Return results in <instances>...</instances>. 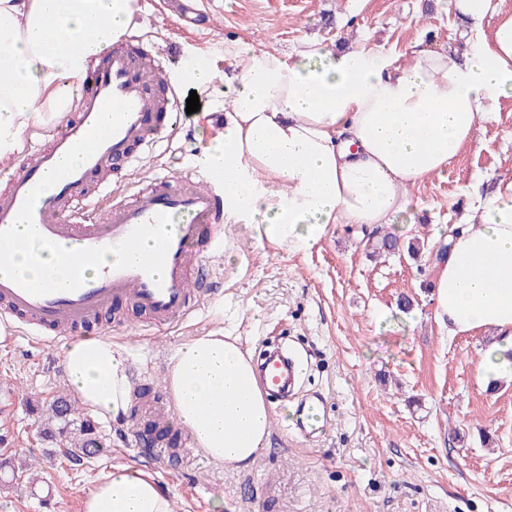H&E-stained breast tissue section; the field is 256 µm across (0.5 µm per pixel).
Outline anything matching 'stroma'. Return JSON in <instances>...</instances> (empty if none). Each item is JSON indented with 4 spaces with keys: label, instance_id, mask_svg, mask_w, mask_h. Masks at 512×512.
<instances>
[{
    "label": "stroma",
    "instance_id": "1",
    "mask_svg": "<svg viewBox=\"0 0 512 512\" xmlns=\"http://www.w3.org/2000/svg\"><path fill=\"white\" fill-rule=\"evenodd\" d=\"M127 44L145 52L196 56L229 68L244 47L288 55L317 39L359 42L374 52L406 57L417 42L460 46L448 0H211L204 29L183 26L165 0H138ZM224 84L199 94V111L140 167L112 170L116 188L149 189L196 166L214 135L210 113L224 109ZM512 178V98L480 125L475 143L447 169L411 187L415 210L387 226L399 250L373 251L353 224L331 225L307 252L251 244V230L233 235L242 258L206 259L209 297L187 320L156 325L131 307L94 322L129 353L134 412L118 424L94 418L102 453L72 465L68 448L41 436L48 406L69 389L62 378L64 339L21 335L0 339V512H81L86 493L112 467L143 470L173 497L174 512H512V381L487 391L477 381L493 333L448 336L435 317L431 253L441 234L463 223L476 180L493 186ZM424 244L409 255V242ZM410 308H402V299ZM217 329L238 336L252 355L278 343L296 357V396L326 400L327 425L303 438L290 425L293 405L272 401L269 443L246 469L206 459L175 422L163 384L176 346ZM177 441L170 462L147 448L153 420ZM36 460L37 479L18 471ZM52 485L53 510L33 485Z\"/></svg>",
    "mask_w": 512,
    "mask_h": 512
}]
</instances>
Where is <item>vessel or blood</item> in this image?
I'll use <instances>...</instances> for the list:
<instances>
[{
  "mask_svg": "<svg viewBox=\"0 0 512 512\" xmlns=\"http://www.w3.org/2000/svg\"><path fill=\"white\" fill-rule=\"evenodd\" d=\"M166 4L188 27L207 14L202 0ZM176 64L171 55L106 53L77 100L74 118L51 134L48 145L31 146L0 196V319L16 324L18 333H80L125 301L158 324L193 313L200 284L189 277L191 256L202 242L209 256L224 252L223 179L192 168L116 204L101 181L114 167L135 171L179 125V87L169 86L164 98L154 92ZM106 105L112 108L108 125L101 116ZM74 153L79 162L61 167V159ZM27 234L62 250L69 263L64 282H35L13 267L11 251ZM89 261L96 264L90 276L84 272ZM293 380L287 360L260 365L268 396L286 394ZM303 410V431L314 434L326 420L325 404L314 397Z\"/></svg>",
  "mask_w": 512,
  "mask_h": 512,
  "instance_id": "obj_1",
  "label": "vessel or blood"
}]
</instances>
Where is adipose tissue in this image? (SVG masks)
<instances>
[{
    "mask_svg": "<svg viewBox=\"0 0 512 512\" xmlns=\"http://www.w3.org/2000/svg\"><path fill=\"white\" fill-rule=\"evenodd\" d=\"M498 0H451L465 53L412 48L407 60L360 44L305 41L288 57L246 49L224 85L231 106L201 160L224 179L226 227L248 225L255 246L311 250L332 224L377 230L410 204L408 190L447 168L476 140L481 118L512 97V14ZM137 0H0V162L25 128L61 119L92 65L126 37ZM497 16L492 36L487 17ZM465 228L436 251V314L449 335L498 338L479 384L512 380V178L475 193ZM17 268L32 280L64 278L65 259L25 239ZM63 376L81 404L127 419L132 386L121 345L78 337L63 350ZM163 381L177 423L210 460L252 464L270 436L271 407L252 357L236 338L209 332L178 345ZM82 512H173L142 471L102 475Z\"/></svg>",
    "mask_w": 512,
    "mask_h": 512,
    "instance_id": "adipose-tissue-1",
    "label": "adipose tissue"
}]
</instances>
